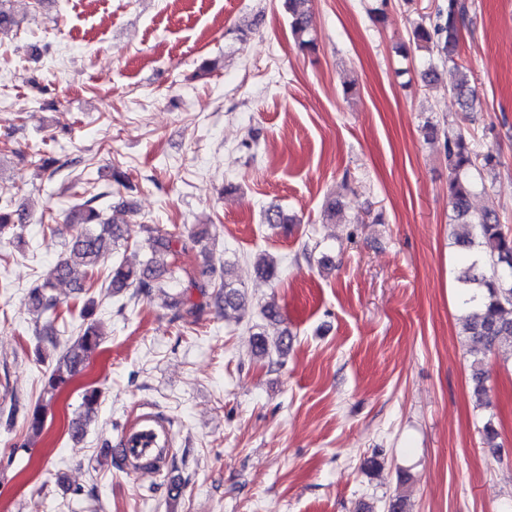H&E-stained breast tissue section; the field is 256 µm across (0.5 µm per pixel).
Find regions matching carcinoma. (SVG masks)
Segmentation results:
<instances>
[{
  "instance_id": "cac0c4a2",
  "label": "carcinoma",
  "mask_w": 512,
  "mask_h": 512,
  "mask_svg": "<svg viewBox=\"0 0 512 512\" xmlns=\"http://www.w3.org/2000/svg\"><path fill=\"white\" fill-rule=\"evenodd\" d=\"M290 15V27L295 41L302 51L313 52L316 45L307 38L309 9L311 0H285ZM471 0H445L438 7L434 19L421 18L412 30L416 48L428 56L422 80L433 82L438 78L436 62L454 64L458 77L450 91L456 97L464 112L475 109L476 94L472 89L469 74L462 66L455 64L462 32L470 20ZM448 158V203L452 221L462 226L455 234V242L462 254L461 270L457 277L464 304L471 310L460 316L461 333L466 336L471 362V389L476 401L484 406L486 402V377L482 355L492 351L512 354V235L505 231L499 215L493 209L480 212L473 210L472 198L476 195L478 182L476 175L492 170L497 158L491 150H483L480 145L459 133L445 140ZM108 196L106 191H98L82 203L76 205L65 217L64 223L76 232L71 245L54 263L41 282L35 284L30 293L31 310L41 315L65 308L71 315L74 309L64 306V302L54 294L60 283L74 278L78 268L84 274L92 275L99 268L104 256L111 252L121 238L118 223L102 220L101 208L96 203ZM264 221L274 227H284L293 223L281 208H269L264 213ZM28 223L24 208L14 206V194L0 192V238L12 242L21 238V230ZM148 252L146 259L138 266L115 263L107 269L105 286L113 292H131V296H148L156 288H164L171 283H182L184 288H195L207 297L203 303H192L186 313L199 320L205 307L212 305L216 310H236L242 307L243 294L232 276V265L224 263V279L199 281L183 279L184 269L177 265L176 255L189 250L203 238V232H190L186 235L177 232L161 233L157 227L147 226ZM255 274L271 281L279 277L280 270L274 258L262 255L254 263ZM95 303L89 298L79 309L84 320L74 342L60 356L55 369L44 385L45 393H53L74 375L100 345V332L91 317ZM279 352L288 349V331H283L275 343L257 333L253 338V355L265 358L270 347Z\"/></svg>"
}]
</instances>
